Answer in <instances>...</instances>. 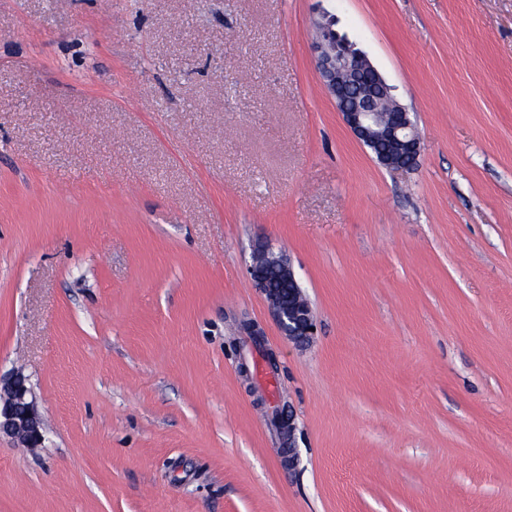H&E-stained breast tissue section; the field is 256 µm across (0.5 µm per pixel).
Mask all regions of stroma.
<instances>
[{
	"label": "stroma",
	"instance_id": "35a3bbf8",
	"mask_svg": "<svg viewBox=\"0 0 512 512\" xmlns=\"http://www.w3.org/2000/svg\"><path fill=\"white\" fill-rule=\"evenodd\" d=\"M322 18L409 110L413 169L345 125ZM17 368L45 442L0 435V512H512V0H0ZM263 265L274 270L281 278L294 282L296 288V299L284 301L282 296L273 288H269L267 282L253 274L254 267ZM250 274L255 286L264 295L278 325L288 339L296 343H304L312 335L314 326V315L312 309L303 297L300 286L295 278L294 272L287 258L265 248H258L255 251L254 263L250 267Z\"/></svg>",
	"mask_w": 512,
	"mask_h": 512
}]
</instances>
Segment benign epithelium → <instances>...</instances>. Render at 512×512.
<instances>
[{
    "label": "benign epithelium",
    "instance_id": "1",
    "mask_svg": "<svg viewBox=\"0 0 512 512\" xmlns=\"http://www.w3.org/2000/svg\"><path fill=\"white\" fill-rule=\"evenodd\" d=\"M314 49L324 86L355 137L381 164L396 170L413 168L420 153L419 132L411 113L392 97L379 71L362 53L341 42L328 23L318 24ZM254 264L296 281L290 263L281 254L259 248ZM252 279L288 339L307 341L314 315L301 289H296V298L285 300L264 279L255 275ZM0 433L13 436L26 448H39L45 441L32 391L19 372L0 375Z\"/></svg>",
    "mask_w": 512,
    "mask_h": 512
}]
</instances>
